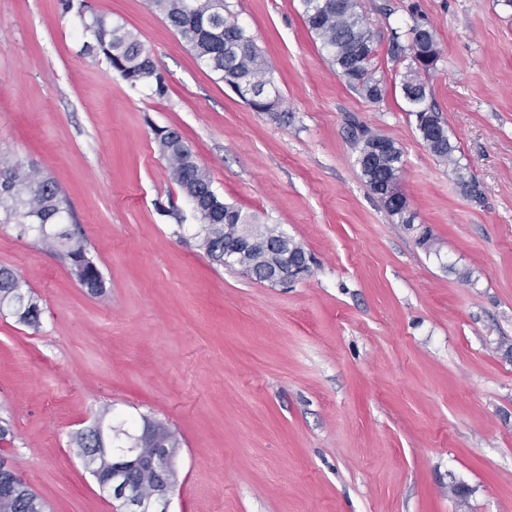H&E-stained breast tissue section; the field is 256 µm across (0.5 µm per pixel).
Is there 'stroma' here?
I'll return each mask as SVG.
<instances>
[{
	"instance_id": "stroma-1",
	"label": "stroma",
	"mask_w": 512,
	"mask_h": 512,
	"mask_svg": "<svg viewBox=\"0 0 512 512\" xmlns=\"http://www.w3.org/2000/svg\"><path fill=\"white\" fill-rule=\"evenodd\" d=\"M90 2L139 35L165 96L84 54L59 0H0V161L56 179L103 281L88 290L0 223V266L42 309L35 329L0 314V418L47 512H122L72 444L105 407L177 431L170 512H512V0H361L376 103L327 62L297 0H226L272 69L279 119L215 81L148 0ZM416 23L435 33L422 79L448 163L403 97L409 57L390 53ZM353 121L401 151L413 227L367 186ZM159 127L226 202L300 243L309 274L271 285L214 262Z\"/></svg>"
}]
</instances>
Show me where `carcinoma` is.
<instances>
[{"label": "carcinoma", "mask_w": 512, "mask_h": 512, "mask_svg": "<svg viewBox=\"0 0 512 512\" xmlns=\"http://www.w3.org/2000/svg\"><path fill=\"white\" fill-rule=\"evenodd\" d=\"M62 13L71 12L83 22V33L87 38L86 51L93 56H103L113 70L133 89L150 86L158 96L167 90L165 76L160 72L150 52L139 36L123 25L108 20L94 11L88 0H59ZM153 11L162 15L182 39L190 45L199 60L214 75L215 80L235 89L250 107L257 112L280 111L281 99L277 88L264 95L252 96V90L264 86L270 77L263 55L254 42L249 30L229 9L217 6V0H149ZM298 10L311 36L320 43V50L332 65L336 66L346 79L349 87L370 102L382 98L380 81L374 78L371 61L375 56L374 35L365 23L360 0H298ZM408 45L393 40L391 53L402 57L418 47L419 55L411 56L414 67L403 76L401 90L405 100L412 106L416 117V128L438 159L446 162L456 150L448 138L441 116L434 106L426 103V85L421 73L433 67L438 57L435 35L423 31L416 23L408 30ZM351 138L360 145L359 159L369 155L371 136L356 125L350 128ZM161 154L170 163V175L183 191L196 186L212 185L211 179L201 166L191 163L180 164L174 156L183 151L185 143L169 137L166 128L154 130ZM401 151L392 147L389 153L375 156L373 165L361 163V173L372 192L378 196L387 211L398 217L399 222L408 226L413 220L401 210L390 206L388 197L398 188L402 171ZM0 178L6 184L0 186V214L4 221H15L21 232L36 231L41 243L60 252L73 270L84 269L77 280L84 287L97 291L102 287V278L97 266L87 258L88 252L81 233L67 226L64 198L58 183L50 177H40L21 162L0 161ZM201 221V245L215 261L224 252V235L217 224H249L251 219L241 209L230 203L217 208H202L197 212ZM278 262L275 252H256L243 257L239 266L254 278ZM16 293L23 294L27 306L21 310L11 309L9 313L16 320L29 327L40 322L39 299L30 286L9 267H0V299ZM122 431L125 444H132L139 438L137 428L119 419L112 410L105 408L96 417ZM142 421L163 433L167 447H180L178 434L161 421ZM77 454L86 455V449L97 447L98 441L93 429L79 432L74 440ZM0 512H45V503L23 482L9 495L0 493Z\"/></svg>", "instance_id": "carcinoma-1"}]
</instances>
